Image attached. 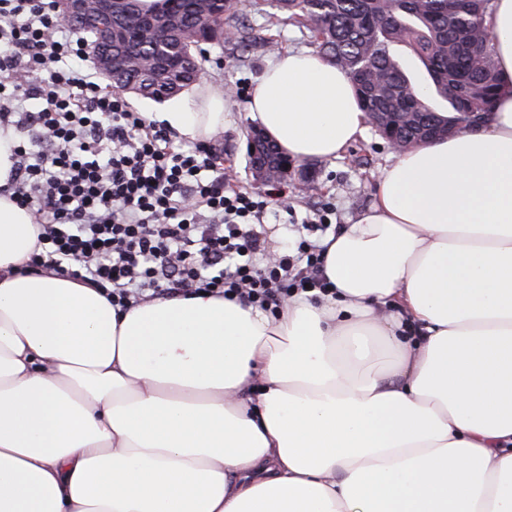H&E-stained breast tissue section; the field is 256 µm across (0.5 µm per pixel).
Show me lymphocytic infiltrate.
Returning a JSON list of instances; mask_svg holds the SVG:
<instances>
[{
    "label": "lymphocytic infiltrate",
    "mask_w": 512,
    "mask_h": 512,
    "mask_svg": "<svg viewBox=\"0 0 512 512\" xmlns=\"http://www.w3.org/2000/svg\"><path fill=\"white\" fill-rule=\"evenodd\" d=\"M53 4L0 0V126L18 138L7 190L38 226L31 268L101 288L122 311L205 292L275 313L327 293L332 206L270 252L261 226L272 195L232 188L214 147L176 145L104 87Z\"/></svg>",
    "instance_id": "1"
}]
</instances>
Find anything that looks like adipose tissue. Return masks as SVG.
Masks as SVG:
<instances>
[{
  "label": "adipose tissue",
  "instance_id": "obj_1",
  "mask_svg": "<svg viewBox=\"0 0 512 512\" xmlns=\"http://www.w3.org/2000/svg\"><path fill=\"white\" fill-rule=\"evenodd\" d=\"M512 78V0H492ZM287 156L364 130L350 76L271 61L247 102ZM168 129L223 130L222 89ZM0 194V512H512V96L485 132L397 153L328 237L331 295L275 315L199 293L127 312L26 269Z\"/></svg>",
  "mask_w": 512,
  "mask_h": 512
}]
</instances>
